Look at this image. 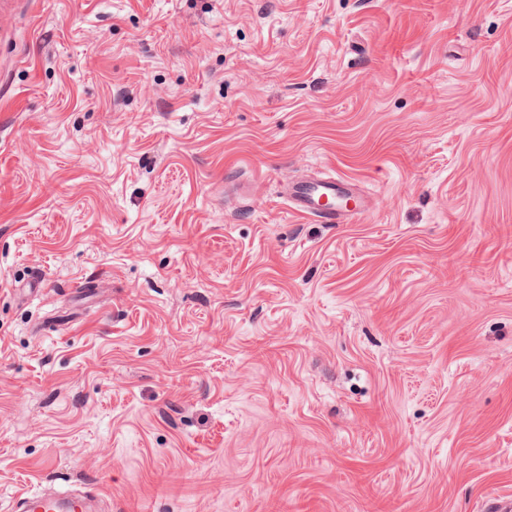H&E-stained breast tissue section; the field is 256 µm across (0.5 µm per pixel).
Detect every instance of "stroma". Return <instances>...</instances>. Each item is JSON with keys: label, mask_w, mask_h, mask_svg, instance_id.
Listing matches in <instances>:
<instances>
[{"label": "stroma", "mask_w": 512, "mask_h": 512, "mask_svg": "<svg viewBox=\"0 0 512 512\" xmlns=\"http://www.w3.org/2000/svg\"><path fill=\"white\" fill-rule=\"evenodd\" d=\"M48 487L512 500V0H9L0 512ZM342 185L343 181L336 178L298 182L288 188V201L299 215L317 217L323 224L351 223L358 212L341 204L349 196ZM323 199L331 205L324 206Z\"/></svg>", "instance_id": "35a3bbf8"}]
</instances>
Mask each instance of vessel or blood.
<instances>
[{
	"mask_svg": "<svg viewBox=\"0 0 512 512\" xmlns=\"http://www.w3.org/2000/svg\"><path fill=\"white\" fill-rule=\"evenodd\" d=\"M348 192L341 181L327 178L298 182L288 189L287 197L296 213L317 217L325 224L352 222L354 213L342 203ZM88 496L72 494L50 497L34 492L19 496L14 512H89Z\"/></svg>",
	"mask_w": 512,
	"mask_h": 512,
	"instance_id": "vessel-or-blood-1",
	"label": "vessel or blood"
}]
</instances>
